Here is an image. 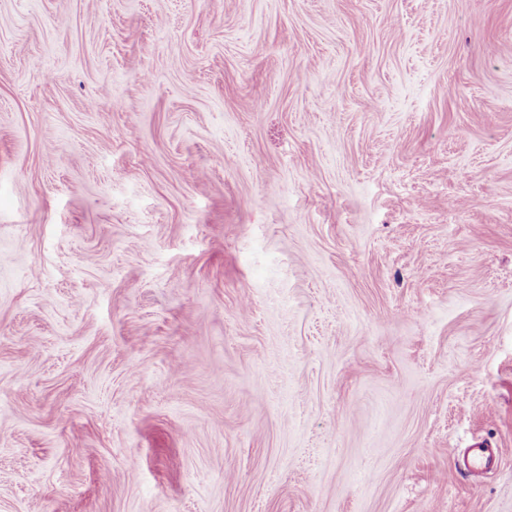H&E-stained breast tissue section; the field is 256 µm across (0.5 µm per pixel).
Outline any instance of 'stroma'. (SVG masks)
I'll return each mask as SVG.
<instances>
[{
	"label": "stroma",
	"mask_w": 512,
	"mask_h": 512,
	"mask_svg": "<svg viewBox=\"0 0 512 512\" xmlns=\"http://www.w3.org/2000/svg\"><path fill=\"white\" fill-rule=\"evenodd\" d=\"M0 512H512V0H0Z\"/></svg>",
	"instance_id": "1"
}]
</instances>
